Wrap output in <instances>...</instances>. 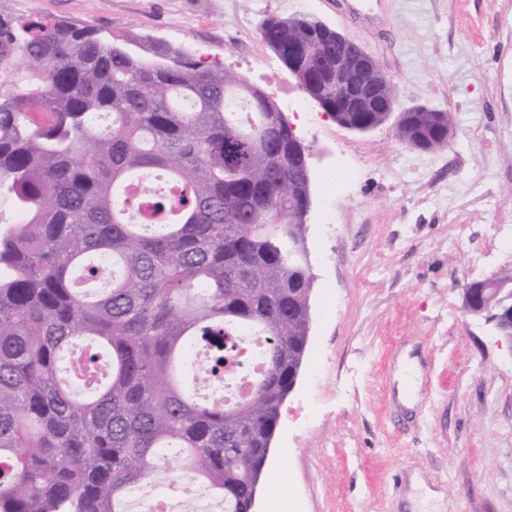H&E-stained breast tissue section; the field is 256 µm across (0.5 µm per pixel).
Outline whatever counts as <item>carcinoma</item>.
<instances>
[{
  "label": "carcinoma",
  "instance_id": "obj_1",
  "mask_svg": "<svg viewBox=\"0 0 512 512\" xmlns=\"http://www.w3.org/2000/svg\"><path fill=\"white\" fill-rule=\"evenodd\" d=\"M260 38L302 51L306 94L365 133L396 101L355 69L336 111V34L271 16ZM0 512H128L177 448L190 481L251 512L300 368L312 276L305 148L243 77L133 31L0 13ZM448 113L403 112L400 142L448 144ZM176 186L130 219L128 186ZM257 331L264 370L224 402L235 339ZM208 356L198 357L200 342Z\"/></svg>",
  "mask_w": 512,
  "mask_h": 512
}]
</instances>
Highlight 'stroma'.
<instances>
[{"instance_id": "1", "label": "stroma", "mask_w": 512, "mask_h": 512, "mask_svg": "<svg viewBox=\"0 0 512 512\" xmlns=\"http://www.w3.org/2000/svg\"><path fill=\"white\" fill-rule=\"evenodd\" d=\"M14 17L135 31L221 63L276 101L306 149L307 351L271 442L307 512H512V343L462 308L461 280L512 268V0H0ZM304 15L365 47L397 107L452 116L447 148L392 123L341 127L258 29ZM418 361L400 410L394 373Z\"/></svg>"}]
</instances>
